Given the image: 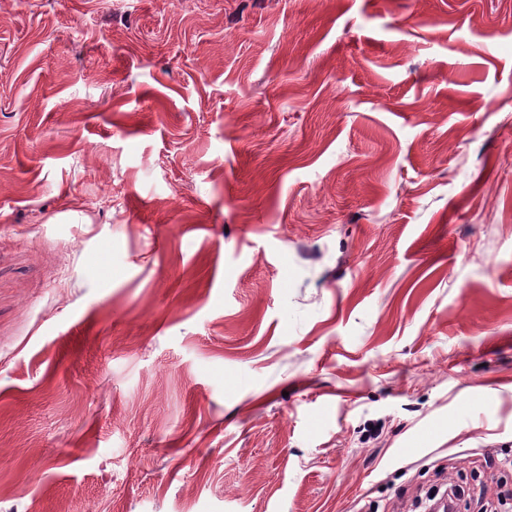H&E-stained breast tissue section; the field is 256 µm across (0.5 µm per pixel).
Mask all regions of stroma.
Masks as SVG:
<instances>
[{
  "label": "stroma",
  "instance_id": "35a3bbf8",
  "mask_svg": "<svg viewBox=\"0 0 512 512\" xmlns=\"http://www.w3.org/2000/svg\"><path fill=\"white\" fill-rule=\"evenodd\" d=\"M512 493V0H0V512Z\"/></svg>",
  "mask_w": 512,
  "mask_h": 512
}]
</instances>
